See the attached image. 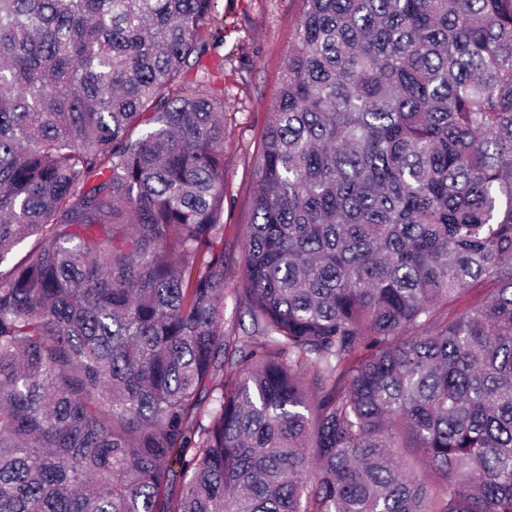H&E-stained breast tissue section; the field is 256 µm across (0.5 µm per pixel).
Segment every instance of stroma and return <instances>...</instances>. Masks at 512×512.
<instances>
[{"label": "stroma", "instance_id": "1", "mask_svg": "<svg viewBox=\"0 0 512 512\" xmlns=\"http://www.w3.org/2000/svg\"><path fill=\"white\" fill-rule=\"evenodd\" d=\"M304 10V0H217L224 44L209 62L212 86L224 91V241L233 270L251 218L260 140Z\"/></svg>", "mask_w": 512, "mask_h": 512}]
</instances>
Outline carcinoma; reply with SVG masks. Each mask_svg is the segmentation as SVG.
I'll use <instances>...</instances> for the list:
<instances>
[{"mask_svg":"<svg viewBox=\"0 0 512 512\" xmlns=\"http://www.w3.org/2000/svg\"><path fill=\"white\" fill-rule=\"evenodd\" d=\"M304 2L231 290L217 0H0V512H512V0ZM243 324V326H242ZM250 326L249 317L240 311L233 296L228 294L224 298V332L230 336H244V328Z\"/></svg>","mask_w":512,"mask_h":512,"instance_id":"cac0c4a2","label":"carcinoma"}]
</instances>
